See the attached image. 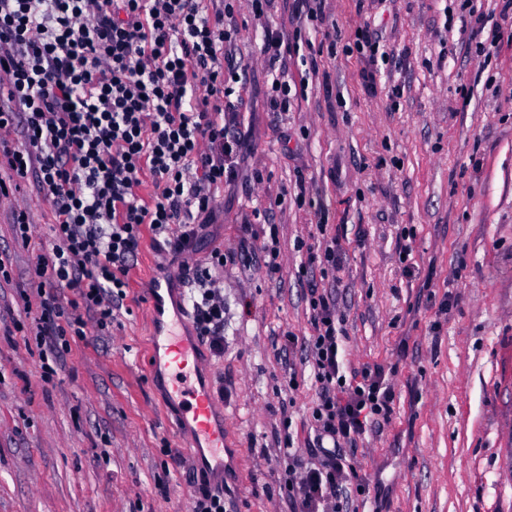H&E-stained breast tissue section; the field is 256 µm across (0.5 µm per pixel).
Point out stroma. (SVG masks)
<instances>
[{
    "label": "stroma",
    "mask_w": 512,
    "mask_h": 512,
    "mask_svg": "<svg viewBox=\"0 0 512 512\" xmlns=\"http://www.w3.org/2000/svg\"><path fill=\"white\" fill-rule=\"evenodd\" d=\"M320 11L311 22L295 0H270L261 20L237 0L231 22L230 51L250 65L243 150L196 254L220 244L233 256L224 353L199 345L224 419L221 483L194 466L152 356L151 286L167 280L177 299L186 289L147 238L111 334L74 346L54 384L40 380L36 347L0 332V512H190L216 486L224 512H290L287 452L309 453L315 438L302 347L312 281L336 291L348 366L397 367L389 424L346 451L343 512H512V18L499 0H321ZM269 21L292 47L279 115L259 56ZM367 25L394 62L348 51ZM497 31L505 41L483 51ZM17 201L0 199L15 279L0 308L19 316L15 284L53 216L28 193L32 240L20 247ZM321 224L340 246L336 282L306 263ZM273 237L276 273L263 253ZM170 449L181 467L166 469Z\"/></svg>",
    "instance_id": "obj_1"
}]
</instances>
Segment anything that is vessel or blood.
I'll return each mask as SVG.
<instances>
[{"mask_svg": "<svg viewBox=\"0 0 512 512\" xmlns=\"http://www.w3.org/2000/svg\"><path fill=\"white\" fill-rule=\"evenodd\" d=\"M183 317H175L154 332V348L180 362L198 357L197 343L183 329ZM171 398L178 401L182 419L191 430L193 445L199 448L203 466L215 471L224 469V428L216 422L214 397L210 389L178 370L171 376Z\"/></svg>", "mask_w": 512, "mask_h": 512, "instance_id": "vessel-or-blood-1", "label": "vessel or blood"}]
</instances>
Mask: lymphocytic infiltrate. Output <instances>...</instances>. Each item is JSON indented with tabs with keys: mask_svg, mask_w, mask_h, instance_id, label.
<instances>
[{
	"mask_svg": "<svg viewBox=\"0 0 512 512\" xmlns=\"http://www.w3.org/2000/svg\"><path fill=\"white\" fill-rule=\"evenodd\" d=\"M233 12L232 0L212 11L203 0H0V163L11 174L0 198L28 183L55 218L19 291L24 316H1L0 330L45 355L42 382L89 333H110L148 231L198 288L197 329L223 354L224 250L194 255L242 146L232 97L247 68L224 53ZM307 300L311 418L333 446L292 456L288 500L293 512H339V449L389 422L395 394L382 365L344 373L335 295L313 283Z\"/></svg>",
	"mask_w": 512,
	"mask_h": 512,
	"instance_id": "1",
	"label": "lymphocytic infiltrate"
}]
</instances>
